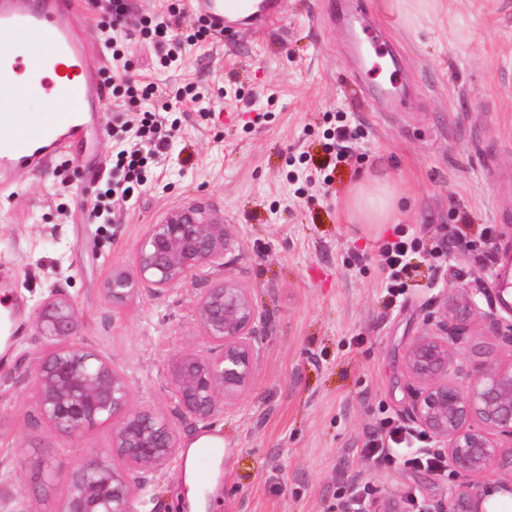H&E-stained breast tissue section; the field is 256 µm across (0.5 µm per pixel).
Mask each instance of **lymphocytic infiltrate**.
Returning <instances> with one entry per match:
<instances>
[{
    "mask_svg": "<svg viewBox=\"0 0 512 512\" xmlns=\"http://www.w3.org/2000/svg\"><path fill=\"white\" fill-rule=\"evenodd\" d=\"M189 13L185 0H172L158 15L130 16L128 0H105L96 26L102 47L110 52L113 62H124L133 40L152 44L158 56V70L165 71L182 63L186 46L207 44L211 33L203 19H196L191 31H183L182 21ZM111 86V98L117 107L135 108L139 117L136 124L113 118L112 140L115 154L108 172L109 180L101 199L95 206L97 213L108 210L110 198L130 199L140 195L147 182L146 171L157 155L164 153L171 135L164 123V113L175 105L196 102L192 91L170 99L165 87L139 71L106 73ZM412 242L399 240L385 243L381 249L382 286L391 297L404 294L412 270L408 253ZM420 431L402 424L393 416L380 419L378 431L365 444V450L385 465L395 464L445 471L447 460L429 452L423 444Z\"/></svg>",
    "mask_w": 512,
    "mask_h": 512,
    "instance_id": "obj_1",
    "label": "lymphocytic infiltrate"
}]
</instances>
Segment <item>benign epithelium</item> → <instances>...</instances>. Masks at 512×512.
<instances>
[{
    "label": "benign epithelium",
    "mask_w": 512,
    "mask_h": 512,
    "mask_svg": "<svg viewBox=\"0 0 512 512\" xmlns=\"http://www.w3.org/2000/svg\"><path fill=\"white\" fill-rule=\"evenodd\" d=\"M230 235L223 220L196 207L170 211L149 225L131 271L114 269L106 297L114 306L132 303L140 287L167 292L190 281L201 267L224 259ZM195 317L208 348L177 358L170 383L179 413L208 423L249 388L258 350L256 309L249 290L226 277L200 291ZM36 338L49 347L34 369L40 415L58 434L73 437L94 424L112 425L107 452L83 459L67 478L59 512H132L136 490L152 473L170 468L178 439L170 419L130 406L126 375L98 351L77 341L80 319L72 299L56 291L37 307ZM464 328L442 316L436 329L418 336L404 362L418 388L407 418L435 441L457 474L484 476L477 495L455 488L448 504L429 502L422 512H488L483 503L512 496V479L488 477L493 467L512 466V358L487 373L458 363ZM4 512H30L7 490Z\"/></svg>",
    "instance_id": "obj_1"
}]
</instances>
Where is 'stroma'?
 <instances>
[{"instance_id":"obj_1","label":"stroma","mask_w":512,"mask_h":512,"mask_svg":"<svg viewBox=\"0 0 512 512\" xmlns=\"http://www.w3.org/2000/svg\"><path fill=\"white\" fill-rule=\"evenodd\" d=\"M399 56L402 102L369 98L361 84L387 72L352 73L357 23L330 0H285L283 18L262 33L187 47L181 69L162 73L171 91L201 96L174 124L139 197L115 201L105 224L93 205L112 166V130L87 141L86 159L61 157L0 186V281L19 300L18 335L0 332V475L34 512H58L66 471L107 451L112 427L75 437L41 418L32 370L46 353L34 338L36 305L58 289L81 320L79 340L127 376L131 405L171 415L180 447L222 440L199 486L202 512H343L341 486L368 484L383 512H414L411 499L447 502L481 478L387 466L364 445L382 414L404 416L416 384L403 354L447 313L464 323L461 363L490 370L508 357L499 329L512 324L481 271L512 258V0H442L424 27L398 24L385 0H363ZM353 141L329 185L306 187L307 170L335 161L329 133ZM390 174L413 217L376 234L350 223L345 194L366 173ZM223 218L231 246L173 292L142 289L113 311L112 268L132 269L148 225L173 209ZM469 215L467 247L448 241ZM490 235H480L481 225ZM416 239L415 270L403 295L382 288L379 249ZM228 276L248 288L261 338L249 389L209 424L175 413L169 366L207 344L194 308L200 290ZM183 468L150 476L134 512H189Z\"/></svg>"}]
</instances>
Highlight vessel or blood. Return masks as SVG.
I'll return each instance as SVG.
<instances>
[{
  "mask_svg": "<svg viewBox=\"0 0 512 512\" xmlns=\"http://www.w3.org/2000/svg\"><path fill=\"white\" fill-rule=\"evenodd\" d=\"M212 30L261 32L278 22L283 0H197ZM369 45L375 58L391 50L374 25L363 22L351 53ZM78 19L76 0H0V173L35 171L65 152H77L105 122L110 86L89 71L94 50ZM24 92L29 111L10 109ZM490 284L499 307L512 312V260L495 263Z\"/></svg>",
  "mask_w": 512,
  "mask_h": 512,
  "instance_id": "vessel-or-blood-1",
  "label": "vessel or blood"
}]
</instances>
